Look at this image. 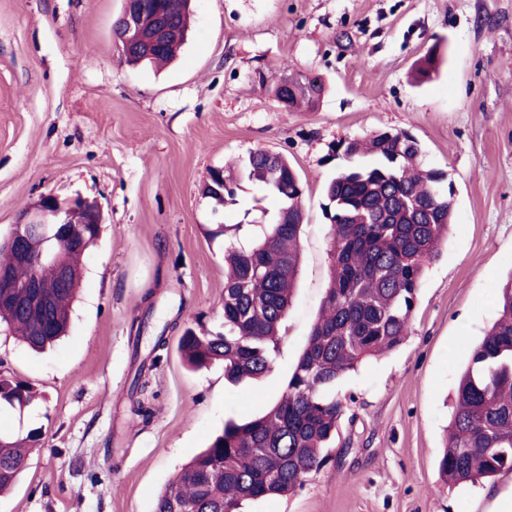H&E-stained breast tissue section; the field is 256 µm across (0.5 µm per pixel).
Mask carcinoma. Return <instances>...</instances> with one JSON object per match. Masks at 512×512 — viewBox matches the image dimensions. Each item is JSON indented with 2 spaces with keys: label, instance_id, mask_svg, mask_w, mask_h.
<instances>
[{
  "label": "carcinoma",
  "instance_id": "carcinoma-1",
  "mask_svg": "<svg viewBox=\"0 0 512 512\" xmlns=\"http://www.w3.org/2000/svg\"><path fill=\"white\" fill-rule=\"evenodd\" d=\"M177 35L146 59L126 55L131 65L161 66L183 46L191 0H154ZM325 87L317 76L286 73L275 85L285 110L312 109ZM349 166L325 185L330 223V280L319 318L293 368L282 396L266 413L248 421L229 419L206 449L193 457L158 495L153 512H240L245 500L286 496L328 460L336 441L343 401L337 382L369 357L398 348L409 335L412 313L427 264L438 257L452 221V201L439 183L442 174L419 163L421 147L401 131H382L368 141L341 145ZM247 179L281 201L266 215L265 228L224 246V332L184 329L179 348L185 363L201 369L224 361L232 383L270 371L279 327L290 305L300 264L304 216L303 187L282 156L270 164L256 150L236 169L210 170L202 194L215 205L236 203L237 181ZM63 225L48 227L49 260L28 264L2 245L15 228L0 232V268L17 282L56 268L69 271L67 288L46 313L17 296L0 297V325L34 350L65 334L82 278L81 257L98 238L97 224H70L71 239L55 237ZM499 317L473 348L462 372L443 446L438 456L442 481L450 487L476 485L512 471V278L497 296ZM31 388L0 378V403L23 407ZM39 435L0 434V493L27 466V448Z\"/></svg>",
  "mask_w": 512,
  "mask_h": 512
}]
</instances>
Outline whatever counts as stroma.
Returning <instances> with one entry per match:
<instances>
[{
	"mask_svg": "<svg viewBox=\"0 0 512 512\" xmlns=\"http://www.w3.org/2000/svg\"><path fill=\"white\" fill-rule=\"evenodd\" d=\"M125 0H0V231L40 194L96 201L70 325L37 353L0 328V376L37 394L0 407V431H38L0 512H153L162 489L224 428L281 396L329 284L325 184L339 144L404 131L453 190L452 224L426 267L410 333L336 384L346 405L326 464L241 512H495L512 473L448 487L437 457L460 374L512 275V0H194L186 43L162 71L131 67L113 33ZM438 62L414 69L427 50ZM287 71L323 78L310 112L271 90ZM264 149L288 158L305 223L272 369L233 384L193 370L184 327L223 328L224 240L276 197L242 181L215 211L209 169ZM148 421L130 385L158 336Z\"/></svg>",
	"mask_w": 512,
	"mask_h": 512,
	"instance_id": "35a3bbf8",
	"label": "stroma"
}]
</instances>
